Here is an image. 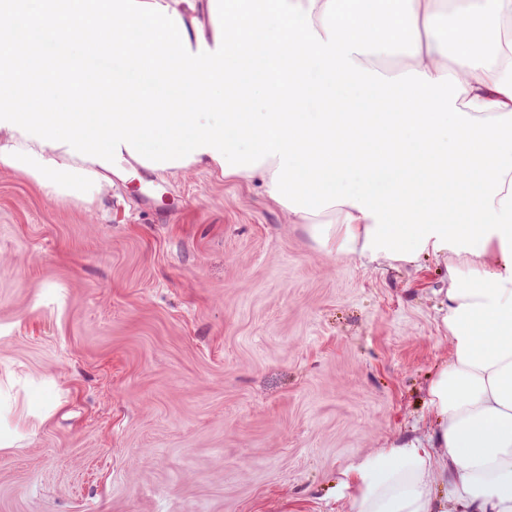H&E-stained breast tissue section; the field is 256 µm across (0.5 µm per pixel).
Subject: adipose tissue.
Segmentation results:
<instances>
[{"label":"adipose tissue","mask_w":512,"mask_h":512,"mask_svg":"<svg viewBox=\"0 0 512 512\" xmlns=\"http://www.w3.org/2000/svg\"><path fill=\"white\" fill-rule=\"evenodd\" d=\"M175 9L191 49L214 46L211 0H157ZM419 51L409 68L436 78L452 74L465 88L460 110L478 117L512 111V76L468 32L478 21L512 22V0H412ZM0 168L35 185L46 197L93 210L112 187L113 173L16 130L0 129ZM332 251L361 255L374 221L346 203L313 216L290 213ZM461 271L506 274L499 234L480 254L426 247ZM448 358L427 388L428 419L389 447L354 459L343 473V512H512V357L490 369L463 364L458 339L441 325Z\"/></svg>","instance_id":"adipose-tissue-1"}]
</instances>
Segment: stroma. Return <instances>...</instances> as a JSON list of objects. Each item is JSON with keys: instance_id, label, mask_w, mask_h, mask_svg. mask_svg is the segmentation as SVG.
<instances>
[{"instance_id": "35a3bbf8", "label": "stroma", "mask_w": 512, "mask_h": 512, "mask_svg": "<svg viewBox=\"0 0 512 512\" xmlns=\"http://www.w3.org/2000/svg\"><path fill=\"white\" fill-rule=\"evenodd\" d=\"M442 262L319 244L260 184L0 168V512H337L448 357Z\"/></svg>"}]
</instances>
